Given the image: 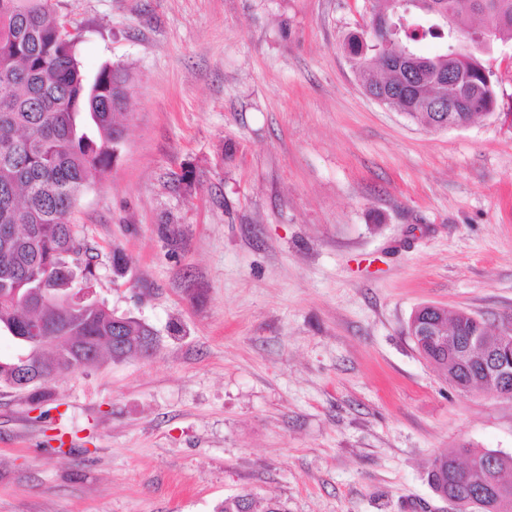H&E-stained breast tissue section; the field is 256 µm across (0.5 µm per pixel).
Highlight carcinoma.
Listing matches in <instances>:
<instances>
[{
	"label": "carcinoma",
	"instance_id": "obj_1",
	"mask_svg": "<svg viewBox=\"0 0 512 512\" xmlns=\"http://www.w3.org/2000/svg\"><path fill=\"white\" fill-rule=\"evenodd\" d=\"M438 12L375 0L371 30L352 35L347 48L361 86L385 90V105L426 125L436 122L433 103L444 89L433 72L452 73L462 106L448 113L465 124L492 111L496 96L482 53H464L460 39H512V0H434ZM453 16L455 30L440 20ZM440 44L428 56L421 45ZM127 73L102 66L90 79L79 65L75 44L52 0H0V337L15 354L0 358V388L14 389L27 369L21 357L36 352L47 372L69 373L105 360L120 362L156 349L153 328L131 317L116 325V313L94 295L96 265L73 221L90 177L112 164L124 140L122 108ZM42 321L48 347L31 340L22 304ZM439 341H415L421 355L451 375L461 390L494 392V383L475 366L463 367L448 337L473 333L484 345L497 342L492 324L443 309L429 314ZM476 467L457 468L458 456L434 457L428 472L436 495L451 496L477 512H512V455L470 450ZM215 512H289L288 503L259 500L250 493L224 498Z\"/></svg>",
	"mask_w": 512,
	"mask_h": 512
}]
</instances>
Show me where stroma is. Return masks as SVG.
Here are the masks:
<instances>
[{
    "instance_id": "stroma-1",
    "label": "stroma",
    "mask_w": 512,
    "mask_h": 512,
    "mask_svg": "<svg viewBox=\"0 0 512 512\" xmlns=\"http://www.w3.org/2000/svg\"><path fill=\"white\" fill-rule=\"evenodd\" d=\"M54 4L88 76L130 74L75 222L96 297L158 346L55 377L43 419L0 390V512H458L430 463L512 454V398L407 326L433 303L512 327V41L484 56L493 114L432 131L360 85L367 0ZM215 512H289L287 502L259 500L250 493L225 497Z\"/></svg>"
}]
</instances>
